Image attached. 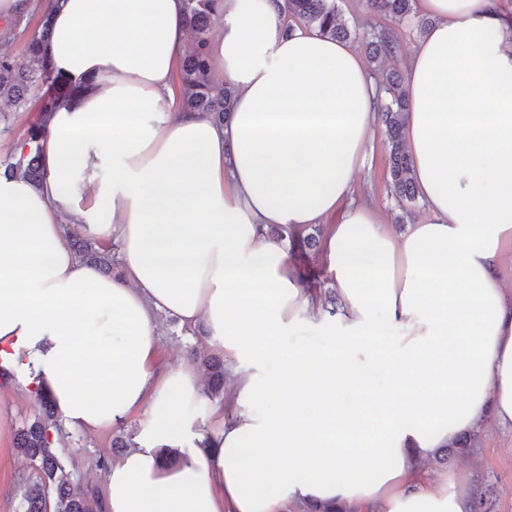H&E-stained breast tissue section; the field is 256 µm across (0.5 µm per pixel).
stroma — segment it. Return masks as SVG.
Returning a JSON list of instances; mask_svg holds the SVG:
<instances>
[{
    "instance_id": "obj_1",
    "label": "stroma",
    "mask_w": 512,
    "mask_h": 512,
    "mask_svg": "<svg viewBox=\"0 0 512 512\" xmlns=\"http://www.w3.org/2000/svg\"><path fill=\"white\" fill-rule=\"evenodd\" d=\"M41 8L18 21L0 20V54L9 56L17 67L28 61L27 44L38 33ZM42 100L39 93H32L20 109H12L0 102V111L6 112L7 127H0V158L12 152L15 139L24 138L31 122L37 120ZM388 143L383 130H376L368 148L365 166L356 177L354 197L376 206L384 223L395 232H403L407 224L424 221L427 215L423 203L402 208L388 187ZM161 327V344L158 353L160 364L178 368L189 365L188 350L196 343L195 335L182 332L168 314L158 316ZM40 409L37 397L0 386V512H22L18 484L30 471V463L18 456L14 437L23 422L33 420ZM112 429L80 433L57 443L56 452L66 469L73 475L92 473L94 484L101 494H108L109 487L104 472L93 471V460L102 454H111ZM459 472L464 474L477 489V496L486 503L487 512H512V428L496 422H487L473 431L467 447L449 462L432 459L419 469L418 477L428 485H435L439 474Z\"/></svg>"
}]
</instances>
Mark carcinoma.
<instances>
[{
	"label": "carcinoma",
	"instance_id": "cac0c4a2",
	"mask_svg": "<svg viewBox=\"0 0 512 512\" xmlns=\"http://www.w3.org/2000/svg\"><path fill=\"white\" fill-rule=\"evenodd\" d=\"M218 0H184L185 17L193 36V47L183 58L178 80L183 91V107L193 112L206 113L213 122L222 125L230 117L236 88L228 83L216 85L208 70L203 47L209 39L211 18L216 14ZM370 12L404 22L413 17L414 0H366ZM286 27L317 25L322 34L333 39L348 41L362 38L368 57L379 62L396 55L398 42L389 29L381 28L364 36L339 20L336 0H284ZM49 14L43 13L41 30L28 43V64L17 68L6 56H0V101L19 105L38 87H46L48 96L41 114L26 132L29 153L16 157L9 155L0 160V167L19 172L33 185L39 186L46 177L42 164L40 143L48 134L47 114L61 100H68L82 92V87L53 72L46 63L40 44L48 35ZM387 94L378 114L385 128L389 147V174L391 192L403 205L414 203L417 190L411 175L412 159L403 135L404 113L408 110L407 79L397 70L382 76ZM72 249L79 261L96 267L106 275H119L114 245L95 238L74 237ZM193 359L201 361L210 372L207 395L224 394V358L209 353L203 347L191 351ZM41 412L32 422L18 430L14 448L30 460L32 471L23 489V512H104V500L96 490L83 494L74 492L72 474L62 465L52 450L53 433L61 432V423L53 400L45 393L37 394Z\"/></svg>",
	"mask_w": 512,
	"mask_h": 512
}]
</instances>
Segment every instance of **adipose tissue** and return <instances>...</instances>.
Here are the masks:
<instances>
[{
	"label": "adipose tissue",
	"instance_id": "obj_1",
	"mask_svg": "<svg viewBox=\"0 0 512 512\" xmlns=\"http://www.w3.org/2000/svg\"><path fill=\"white\" fill-rule=\"evenodd\" d=\"M421 2L404 122L428 216L397 234L349 200L377 83L350 45L286 29L284 0H222L221 126L176 107L184 0H50L42 54L87 89L50 116L41 186L0 170V383L48 393L70 434L147 412L105 512H474L458 474L415 470L487 419L512 427V30L504 0ZM271 224L326 225L335 310ZM72 231L118 240L120 276L80 262ZM160 312L236 363L235 415L202 446L201 379L160 370Z\"/></svg>",
	"mask_w": 512,
	"mask_h": 512
}]
</instances>
